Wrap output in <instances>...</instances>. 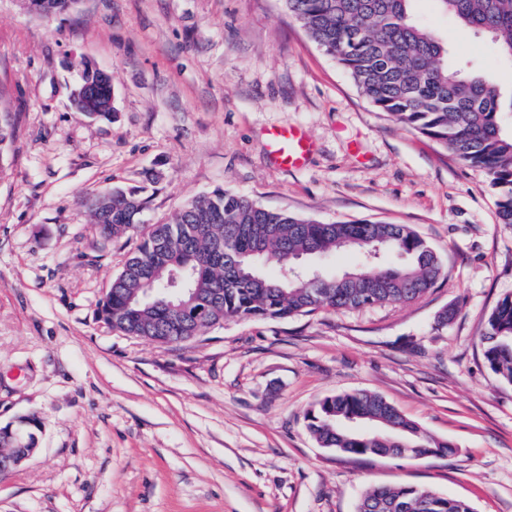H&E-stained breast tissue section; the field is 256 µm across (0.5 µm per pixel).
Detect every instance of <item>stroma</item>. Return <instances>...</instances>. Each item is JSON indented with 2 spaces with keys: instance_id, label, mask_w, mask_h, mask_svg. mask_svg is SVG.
<instances>
[{
  "instance_id": "1",
  "label": "stroma",
  "mask_w": 512,
  "mask_h": 512,
  "mask_svg": "<svg viewBox=\"0 0 512 512\" xmlns=\"http://www.w3.org/2000/svg\"><path fill=\"white\" fill-rule=\"evenodd\" d=\"M418 10L451 61L512 87L489 38L431 0ZM87 61L112 77V121L71 105ZM0 105L17 115L0 168V425L43 423L0 476V512H356L399 484L512 512V384L481 342L512 296V224L481 171L373 107L281 0H81L51 21L0 0ZM282 125L315 143L302 169L268 157ZM150 179L149 224L229 189L322 222L409 225L442 275L405 305L227 321L162 348L100 319L134 245L105 240L83 202ZM361 390L452 453L320 447L308 410Z\"/></svg>"
}]
</instances>
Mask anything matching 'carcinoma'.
I'll return each instance as SVG.
<instances>
[{"label":"carcinoma","mask_w":512,"mask_h":512,"mask_svg":"<svg viewBox=\"0 0 512 512\" xmlns=\"http://www.w3.org/2000/svg\"><path fill=\"white\" fill-rule=\"evenodd\" d=\"M52 20L78 0H41ZM306 35L351 76L379 111L451 150L483 171L497 193L500 223L512 224V95L504 98L491 79L448 63V44L420 20L417 0H282ZM463 27L489 36L512 65V0H434ZM86 93L102 102L111 78L80 77ZM14 135L11 113L0 111V165ZM144 188H115L87 198L101 234L140 238L112 277L100 316L127 336L165 346L190 329L228 320L257 321L311 315L323 310L404 305L439 279V257L405 224L370 221L325 223L264 207L234 191L217 189L187 201L167 224H146ZM353 251L359 267L342 274L284 270L303 258ZM188 274L186 295L204 303L200 319L170 303L174 276ZM481 341L489 368L512 383V297L498 302ZM373 421L371 433L349 423ZM319 445L341 455L405 452L424 457L449 444L426 435L376 393L358 391L321 400L307 414ZM357 512H472L461 498L411 485L367 491Z\"/></svg>","instance_id":"cac0c4a2"}]
</instances>
